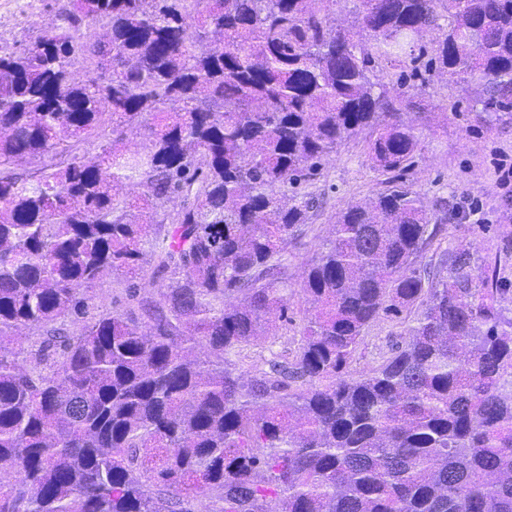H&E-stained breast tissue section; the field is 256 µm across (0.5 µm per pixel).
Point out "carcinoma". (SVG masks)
Here are the masks:
<instances>
[{
	"mask_svg": "<svg viewBox=\"0 0 512 512\" xmlns=\"http://www.w3.org/2000/svg\"><path fill=\"white\" fill-rule=\"evenodd\" d=\"M336 2L69 0L0 45V512H512V239L431 249L448 200L433 215L402 181L412 99L374 75L439 70L512 120V0H353L348 26ZM81 58L110 68L74 82ZM362 134L389 178L309 265L295 361L246 381L228 355L288 320L308 184ZM151 261L161 300L89 316L106 275ZM382 316L403 341L349 374Z\"/></svg>",
	"mask_w": 512,
	"mask_h": 512,
	"instance_id": "cac0c4a2",
	"label": "carcinoma"
}]
</instances>
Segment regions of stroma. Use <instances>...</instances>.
Returning <instances> with one entry per match:
<instances>
[{
    "label": "stroma",
    "mask_w": 512,
    "mask_h": 512,
    "mask_svg": "<svg viewBox=\"0 0 512 512\" xmlns=\"http://www.w3.org/2000/svg\"><path fill=\"white\" fill-rule=\"evenodd\" d=\"M66 0H0V44L28 45L42 25L52 22ZM418 111L422 150L407 182L427 206L452 198L464 209L462 216L446 221L443 244H471L480 255L495 252L501 238L512 231V187L499 183V167L512 165V122L486 125L479 122L458 86L446 76H433L412 94ZM381 176L373 171L360 145L340 148L312 182L320 194L321 208L310 219L306 236L289 246L285 273L293 290L288 321L278 322L275 335L243 347L235 362L243 370L261 367L265 358L278 355L294 359L301 344L300 329L310 310L303 291L305 271L316 256L337 212L375 190ZM400 328L380 318L365 329L349 369L364 374L389 356L399 340Z\"/></svg>",
    "instance_id": "35a3bbf8"
}]
</instances>
